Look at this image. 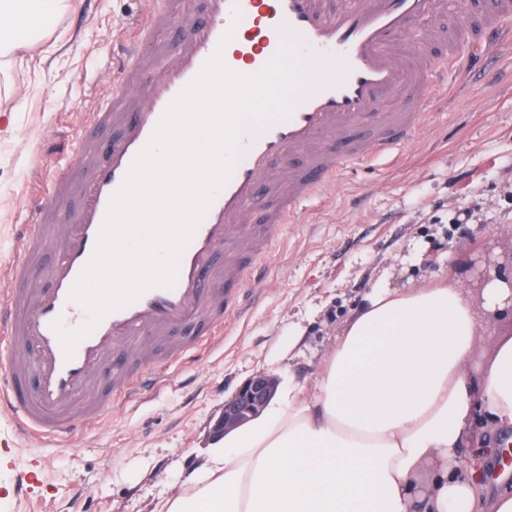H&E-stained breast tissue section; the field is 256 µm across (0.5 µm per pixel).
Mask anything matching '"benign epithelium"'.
I'll use <instances>...</instances> for the list:
<instances>
[{
	"label": "benign epithelium",
	"mask_w": 512,
	"mask_h": 512,
	"mask_svg": "<svg viewBox=\"0 0 512 512\" xmlns=\"http://www.w3.org/2000/svg\"><path fill=\"white\" fill-rule=\"evenodd\" d=\"M470 269L480 284L490 280V273L512 284V255L504 263L489 250L477 253L470 258ZM279 378L273 373H259L245 379L235 393L224 401L223 409L212 426L214 438L252 420L261 412L274 396Z\"/></svg>",
	"instance_id": "obj_1"
}]
</instances>
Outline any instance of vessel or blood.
Masks as SVG:
<instances>
[{"label":"vessel or blood","mask_w":512,"mask_h":512,"mask_svg":"<svg viewBox=\"0 0 512 512\" xmlns=\"http://www.w3.org/2000/svg\"><path fill=\"white\" fill-rule=\"evenodd\" d=\"M447 10V0H345L340 7L333 0H183L180 15L164 6L139 15L111 102L79 130L77 178L62 169L49 179L0 289L8 377L0 408L18 436L65 441L77 415L100 417L160 387L169 366L204 352L242 312L255 259L280 225L294 222L348 166L398 153L440 99L449 71L474 78L512 46V0H491L474 26L442 23ZM284 24L311 50L344 59L345 81L245 138L246 153L184 250L174 288L150 289L107 315L65 357L52 324L86 322L70 290L94 253L112 194L164 110L215 50L235 71H258L275 54ZM228 31L232 40L221 44ZM48 249L49 283L40 288Z\"/></svg>","instance_id":"obj_1"}]
</instances>
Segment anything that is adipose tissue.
Instances as JSON below:
<instances>
[{
    "mask_svg": "<svg viewBox=\"0 0 512 512\" xmlns=\"http://www.w3.org/2000/svg\"><path fill=\"white\" fill-rule=\"evenodd\" d=\"M71 0H0V70L44 41ZM475 313L454 284L377 288L346 321L312 384L276 391L215 442L209 463L160 512H512L462 473L474 411L512 425V336L490 339L469 384ZM433 473L428 492L419 483Z\"/></svg>",
    "mask_w": 512,
    "mask_h": 512,
    "instance_id": "adipose-tissue-1",
    "label": "adipose tissue"
}]
</instances>
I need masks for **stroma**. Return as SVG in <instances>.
<instances>
[{
  "mask_svg": "<svg viewBox=\"0 0 512 512\" xmlns=\"http://www.w3.org/2000/svg\"><path fill=\"white\" fill-rule=\"evenodd\" d=\"M147 0H72L51 34L0 74V273L18 257L16 227L35 220L78 113L107 99L129 18ZM512 253V53L476 85L448 74L446 104L397 157L348 169L332 195L283 225L257 271L247 312L201 361L124 409L80 419L70 442L20 441L0 411V512H158L208 460L210 427L248 377L314 381L351 311L374 289L449 278L484 321L469 252ZM297 347H289L291 338Z\"/></svg>",
  "mask_w": 512,
  "mask_h": 512,
  "instance_id": "obj_1",
  "label": "stroma"
}]
</instances>
